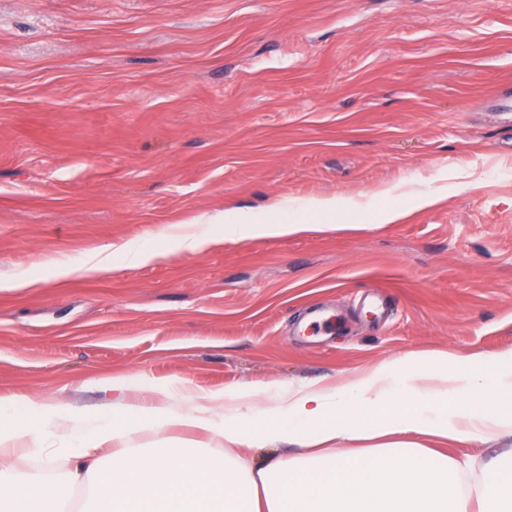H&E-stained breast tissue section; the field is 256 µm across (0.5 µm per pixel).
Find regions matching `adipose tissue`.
<instances>
[{"label": "adipose tissue", "mask_w": 512, "mask_h": 512, "mask_svg": "<svg viewBox=\"0 0 512 512\" xmlns=\"http://www.w3.org/2000/svg\"><path fill=\"white\" fill-rule=\"evenodd\" d=\"M280 209L224 225L247 240L311 232ZM160 249L130 239L89 256L90 270L113 258L143 266ZM274 406L255 409V388L198 396L192 410L132 401L101 412L79 445L61 451L34 425L78 418L63 402L30 401L26 417L0 419V512H512V454L480 461L474 496L460 490L461 463L451 445L486 444L512 435V349L466 357L448 350L401 354L333 385L272 382ZM131 431H149L151 448H121ZM224 449L202 458L198 435ZM299 447L294 457L261 465L240 447ZM37 450L46 467L66 454L53 480L19 461ZM84 489L85 508L71 493Z\"/></svg>", "instance_id": "adipose-tissue-1"}]
</instances>
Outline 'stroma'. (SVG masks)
<instances>
[{
    "label": "stroma",
    "instance_id": "35a3bbf8",
    "mask_svg": "<svg viewBox=\"0 0 512 512\" xmlns=\"http://www.w3.org/2000/svg\"><path fill=\"white\" fill-rule=\"evenodd\" d=\"M506 82L512 0H0V398L67 402L76 438L160 384L512 348ZM336 194L331 233L174 245ZM134 237L164 257L83 271ZM214 243V238L209 233L186 234L176 239L179 250L194 254L205 252Z\"/></svg>",
    "mask_w": 512,
    "mask_h": 512
}]
</instances>
